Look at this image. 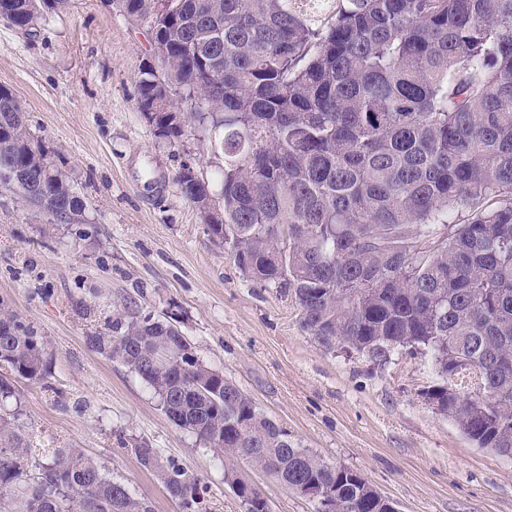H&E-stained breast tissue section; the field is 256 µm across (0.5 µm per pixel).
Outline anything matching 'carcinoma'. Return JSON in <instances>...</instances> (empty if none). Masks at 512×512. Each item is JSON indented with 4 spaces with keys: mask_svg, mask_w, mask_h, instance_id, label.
Listing matches in <instances>:
<instances>
[{
    "mask_svg": "<svg viewBox=\"0 0 512 512\" xmlns=\"http://www.w3.org/2000/svg\"><path fill=\"white\" fill-rule=\"evenodd\" d=\"M64 0H0L28 31ZM164 46L163 78L137 108L173 145L199 130L224 156L207 225L252 281L282 288L316 344L386 366L428 356L419 395L477 447L512 458V0H109ZM176 92L189 111L174 112ZM200 209L207 180L175 178ZM0 190L56 224L84 200L0 88ZM468 218L454 223L455 213ZM144 380L167 418L224 457L246 512H269L236 462L290 491L325 492L315 512H391L363 475L299 446L178 326L118 315L88 337ZM51 369L43 338L0 302V402ZM131 450L185 512H212L174 457ZM18 418L0 416V512H152L79 448L30 467Z\"/></svg>",
    "mask_w": 512,
    "mask_h": 512,
    "instance_id": "1",
    "label": "carcinoma"
}]
</instances>
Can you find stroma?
<instances>
[{
    "instance_id": "obj_1",
    "label": "stroma",
    "mask_w": 512,
    "mask_h": 512,
    "mask_svg": "<svg viewBox=\"0 0 512 512\" xmlns=\"http://www.w3.org/2000/svg\"><path fill=\"white\" fill-rule=\"evenodd\" d=\"M152 56L145 27L108 0H66L24 31L0 21V87L27 128L69 171L84 227L54 224L0 194V300L53 355L45 381L18 382L0 413L17 414L33 448H79L153 512H183L123 440L145 439L201 476L212 512H245L224 460L162 412L153 390L87 337L116 313L176 319L197 356L223 371L301 447L360 472L400 512H512V458L474 445L419 389L430 360L379 367L320 349L279 289L251 281L214 241L175 176L195 160L218 185L222 155L190 135L161 143L137 109ZM166 180L142 198L144 171ZM269 512H315L277 477L241 461Z\"/></svg>"
}]
</instances>
